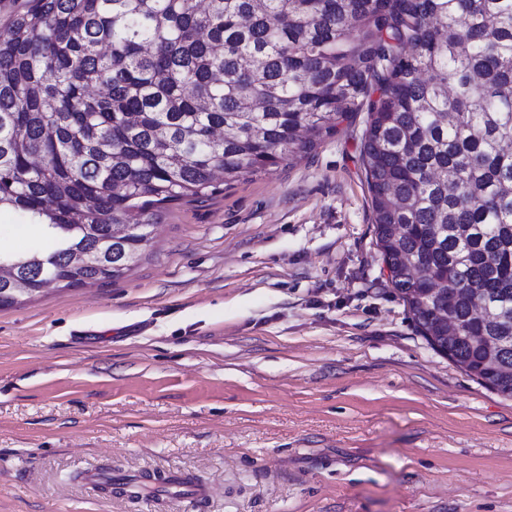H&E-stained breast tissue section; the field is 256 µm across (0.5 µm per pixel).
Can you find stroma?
Wrapping results in <instances>:
<instances>
[{"label": "stroma", "instance_id": "35a3bbf8", "mask_svg": "<svg viewBox=\"0 0 512 512\" xmlns=\"http://www.w3.org/2000/svg\"><path fill=\"white\" fill-rule=\"evenodd\" d=\"M365 120L170 205L123 277L0 306V512H512V398L392 288ZM95 467L211 494L110 496Z\"/></svg>", "mask_w": 512, "mask_h": 512}]
</instances>
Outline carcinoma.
I'll return each mask as SVG.
<instances>
[{"label":"carcinoma","mask_w":512,"mask_h":512,"mask_svg":"<svg viewBox=\"0 0 512 512\" xmlns=\"http://www.w3.org/2000/svg\"><path fill=\"white\" fill-rule=\"evenodd\" d=\"M367 112L389 280L429 345L512 397V0H28L0 28V212L45 227L64 287L121 277L112 226L310 154ZM485 314L476 315V307Z\"/></svg>","instance_id":"obj_1"}]
</instances>
